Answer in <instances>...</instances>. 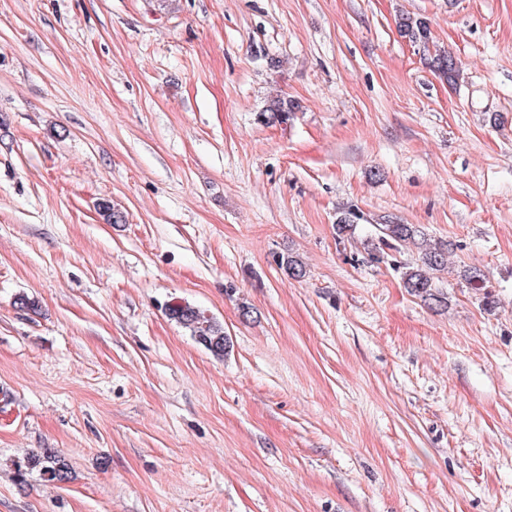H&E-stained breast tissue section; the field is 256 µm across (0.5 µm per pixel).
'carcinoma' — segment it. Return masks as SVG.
<instances>
[{
	"label": "carcinoma",
	"mask_w": 512,
	"mask_h": 512,
	"mask_svg": "<svg viewBox=\"0 0 512 512\" xmlns=\"http://www.w3.org/2000/svg\"><path fill=\"white\" fill-rule=\"evenodd\" d=\"M396 28L401 37L422 47L425 51L429 50L431 29L426 18L402 13L396 18ZM424 61L440 79L450 85L457 83L460 70L451 54L439 50L424 57ZM297 111L298 104L276 96L266 105L262 118L267 124H286L293 119ZM361 220L363 216L354 209L348 208L339 212L336 217V236L342 239L350 235ZM378 230V249L369 253L371 260L380 261V251L384 249L398 251L412 246L420 250L421 264L416 267L409 266L403 272L404 288L410 295L420 298L431 308H448V297L438 289L436 279L438 274L448 269L449 245L427 243L424 233L414 224H401L387 220L378 225ZM278 266L294 278H303L306 275L305 266L293 256L281 257ZM459 277L476 290L487 288L483 274L475 267L463 268L459 271ZM168 316L188 329L191 336L213 355L217 357L224 355L227 338L224 336V327L221 324L207 318L198 308L189 304L168 307ZM12 466L16 478L21 481L33 470L38 471L41 478L48 482H63L68 478V463L61 455L51 450L14 460Z\"/></svg>",
	"instance_id": "cac0c4a2"
}]
</instances>
